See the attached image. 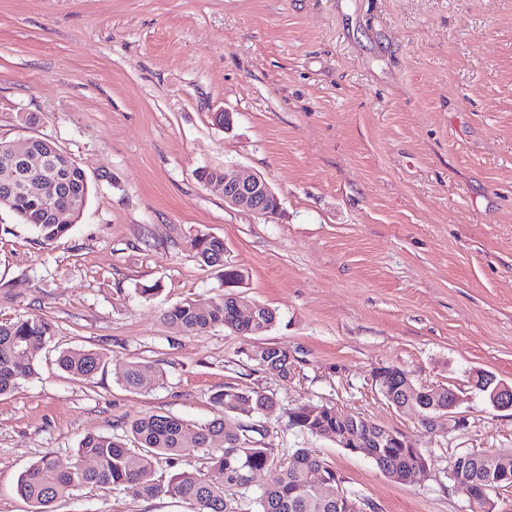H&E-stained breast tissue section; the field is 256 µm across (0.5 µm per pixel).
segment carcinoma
Instances as JSON below:
<instances>
[{"mask_svg": "<svg viewBox=\"0 0 512 512\" xmlns=\"http://www.w3.org/2000/svg\"><path fill=\"white\" fill-rule=\"evenodd\" d=\"M15 143L0 141V210L15 214L23 224L38 232L49 244L66 235L76 223L90 194V184L82 168L66 160L52 143L28 142L36 156L32 171L21 176L12 170L8 158ZM63 178L54 201L42 199L45 180ZM68 212L61 221L55 211ZM199 259L208 266H224V241L203 235L194 239ZM241 302L224 295L218 299H186L167 310L164 319L170 326L186 332L202 333L223 325L242 335H259L276 322V313L265 305L249 303L250 314L237 316ZM54 334L47 319L32 315L0 322V395L14 390L22 379L36 374V351ZM247 357L260 369L288 378L294 372L288 351L263 343L253 346ZM104 358L95 350L69 348L57 358L59 368L75 379H89ZM148 367L131 364L124 373L123 384L138 390ZM402 369L389 370L386 388L402 409L422 415L416 401L409 397ZM219 416L194 427L178 417L153 414L137 419L125 437L87 434L78 444L76 458L62 467L44 457L32 464L18 480V494L30 502L34 512H55V502L88 485L127 491L138 497L169 495L190 502L195 512H337L336 497H327L315 484L318 472L336 478L333 469L306 448H297L289 461H278L275 448H249V434L264 435L266 429L251 418L269 413L275 399L261 391L227 386L213 396ZM288 427L316 436L333 434L345 448H359L390 479L402 482L420 461L407 448H386L376 438L389 430L368 424L364 418L348 415L336 419V409L324 406L321 414L309 418L306 406L288 410ZM134 447L127 446V442ZM196 454L204 466L194 471L180 470L157 475L162 464L173 468L180 458ZM93 462L91 468L83 466ZM272 469L274 477L260 492L248 482L252 471Z\"/></svg>", "mask_w": 512, "mask_h": 512, "instance_id": "carcinoma-1", "label": "carcinoma"}]
</instances>
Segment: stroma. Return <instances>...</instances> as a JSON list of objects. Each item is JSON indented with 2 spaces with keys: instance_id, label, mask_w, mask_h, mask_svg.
<instances>
[{
  "instance_id": "stroma-1",
  "label": "stroma",
  "mask_w": 512,
  "mask_h": 512,
  "mask_svg": "<svg viewBox=\"0 0 512 512\" xmlns=\"http://www.w3.org/2000/svg\"><path fill=\"white\" fill-rule=\"evenodd\" d=\"M31 138L71 157L90 194L49 245L0 211V321L55 327L36 374L0 396V512H31L16 485L42 457L69 465L84 435L152 414L205 423L227 386L277 401L251 446L309 449L367 512H466L449 460L512 459V410L471 384L512 383V0H0V139ZM229 167L260 175L280 210L229 206L199 177ZM204 234L223 239V267L199 261ZM227 266L275 326L164 322L222 297ZM258 341L288 351L290 377L248 358ZM69 347L104 366L71 378L56 364ZM133 362L161 381L126 390ZM388 366L454 389L456 419L433 433L392 406L373 382ZM298 404L402 432L426 472L396 483L289 429ZM57 512L193 509L88 486Z\"/></svg>"
}]
</instances>
